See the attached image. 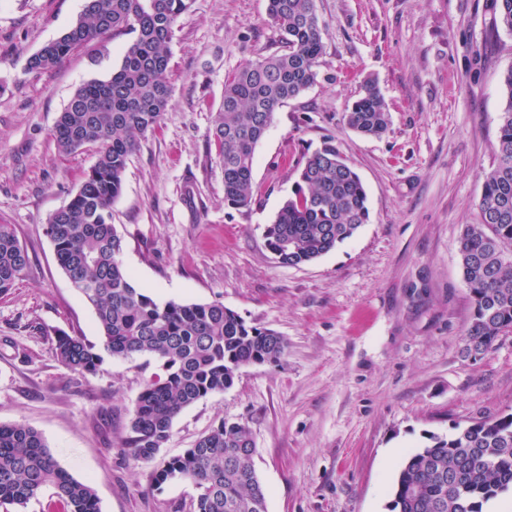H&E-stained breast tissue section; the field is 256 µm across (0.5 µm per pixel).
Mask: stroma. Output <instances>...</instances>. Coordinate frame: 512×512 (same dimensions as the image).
I'll return each instance as SVG.
<instances>
[{"mask_svg": "<svg viewBox=\"0 0 512 512\" xmlns=\"http://www.w3.org/2000/svg\"><path fill=\"white\" fill-rule=\"evenodd\" d=\"M84 0H0V224L30 264L0 296V423L45 437L59 465L90 481L100 512H190L198 491L154 489V466L122 452L134 405L161 373L150 356L65 369L55 339L95 343L93 309L61 270L46 234L97 159L63 155L52 129L75 90L110 76L131 34L80 49L55 69L27 58L79 18ZM324 52L316 84L276 112L255 149L246 209L224 204L213 121L228 74L284 44L267 0H192L170 44L171 98L131 156L112 222L133 282L157 302L219 301L288 342L279 364L241 368L231 388L184 409L160 455H179L220 421L256 446L268 512H390L410 453L456 424L512 414V333L471 357L473 304L458 240L480 221L498 160L512 33L493 0H315ZM391 123L378 137L345 113L365 80ZM336 145L360 175L370 218L317 261L279 263L264 228L291 196L305 155Z\"/></svg>", "mask_w": 512, "mask_h": 512, "instance_id": "1", "label": "stroma"}]
</instances>
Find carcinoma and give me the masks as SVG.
I'll use <instances>...</instances> for the list:
<instances>
[{"label":"carcinoma","mask_w":512,"mask_h":512,"mask_svg":"<svg viewBox=\"0 0 512 512\" xmlns=\"http://www.w3.org/2000/svg\"><path fill=\"white\" fill-rule=\"evenodd\" d=\"M191 0H85L79 19L46 43L25 65L29 74L57 67L72 51L114 32L135 34L106 79L80 86L57 120L58 149L73 154L98 148L95 164L65 209L48 219L58 264L93 308L99 342L57 337L55 356L68 370L96 374L107 358L151 356L161 362L139 395L129 421L125 454L154 462L187 407L232 387L239 369L278 364L287 342L251 326L221 302L155 301L131 281L121 255L123 239L112 224L130 156L168 110L170 43ZM496 22L512 33V0H495ZM268 15L285 51L259 57L227 77L223 111L214 121L224 203L250 207L257 144L275 113L314 85L323 54L314 0H268ZM507 90L498 139V163L486 174L478 224L463 227L459 258L473 313L464 336L477 356L512 332V67L501 76ZM347 126L378 137L390 112L378 86L367 81L346 112ZM369 220L367 194L354 168L335 146L324 144L302 162L299 181L266 225L265 237L285 265L312 262L351 238ZM29 264L11 225L0 224V295ZM256 448L240 422L223 420L178 456L159 461L154 487L185 480L197 490L192 512H268L267 490L254 468ZM51 487L63 512H99L91 483L74 478L33 427L0 423V505L24 512ZM512 489V414L458 424L448 436L409 454L392 485L391 512H483V505Z\"/></svg>","instance_id":"carcinoma-1"}]
</instances>
